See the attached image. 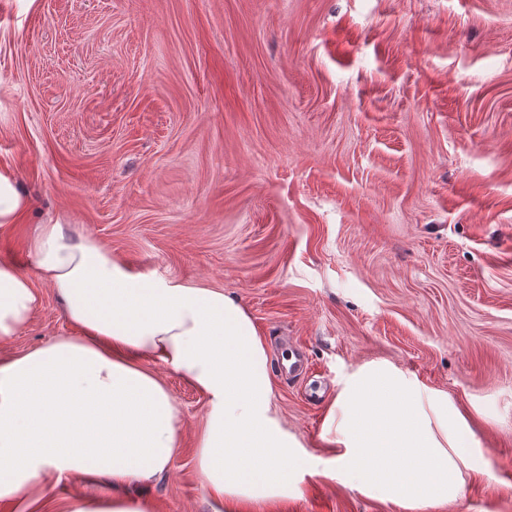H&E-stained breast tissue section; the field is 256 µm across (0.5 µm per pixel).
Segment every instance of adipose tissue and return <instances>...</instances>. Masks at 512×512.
<instances>
[{
  "label": "adipose tissue",
  "mask_w": 512,
  "mask_h": 512,
  "mask_svg": "<svg viewBox=\"0 0 512 512\" xmlns=\"http://www.w3.org/2000/svg\"><path fill=\"white\" fill-rule=\"evenodd\" d=\"M32 274L0 262V505L15 512L47 477L147 482L182 446L181 412L160 369L205 399L195 436L205 485L228 506L283 502L324 464L288 431L251 315L220 288L133 274L97 238L61 220L32 228ZM73 334L21 353L42 288ZM328 430L336 476L362 494L431 512L463 497L484 450L446 393L382 363L341 382Z\"/></svg>",
  "instance_id": "ef3b65f1"
}]
</instances>
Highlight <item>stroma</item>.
Returning a JSON list of instances; mask_svg holds the SVG:
<instances>
[{"label": "stroma", "mask_w": 512, "mask_h": 512, "mask_svg": "<svg viewBox=\"0 0 512 512\" xmlns=\"http://www.w3.org/2000/svg\"><path fill=\"white\" fill-rule=\"evenodd\" d=\"M0 170L132 272L223 288L269 353L289 431L330 460L342 377L388 362L447 393L485 449L438 512H512V0H0ZM51 289L14 352L71 334ZM304 363L285 373L284 358ZM169 470L50 481L26 512L202 483V395ZM240 512H401L330 471Z\"/></svg>", "instance_id": "obj_1"}]
</instances>
